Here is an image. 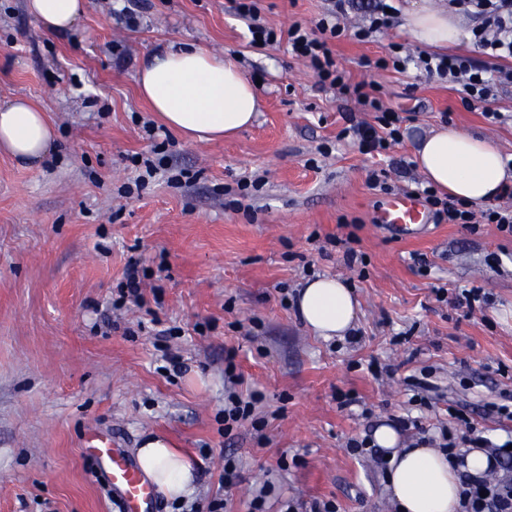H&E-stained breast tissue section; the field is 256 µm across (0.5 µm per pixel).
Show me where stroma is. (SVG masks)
Wrapping results in <instances>:
<instances>
[{
    "mask_svg": "<svg viewBox=\"0 0 512 512\" xmlns=\"http://www.w3.org/2000/svg\"><path fill=\"white\" fill-rule=\"evenodd\" d=\"M395 0L393 26L374 41H332L353 81L379 85L408 111L403 139L374 162L338 140L359 106L317 83L287 43L253 47L232 0H86L76 27L50 34L24 0H0V101L29 99L58 139L30 168L0 155V512H118L90 448L135 455L148 434L184 452L196 471L195 512L225 500L249 512L264 482L267 512L292 500L335 502L338 512H397L385 474L349 445L397 418L438 438L456 407L479 435L501 442L512 421L489 403L512 391V240L495 225L470 232L428 224L395 237L375 214L374 166L398 167L433 128L452 122L512 158V89L491 122L465 109L446 82L415 67L378 69L390 43L418 56ZM276 27L311 26L330 0H255ZM188 42L235 59L260 77L261 110L233 138L194 142L160 129L137 91L142 61ZM159 163L135 186L132 156ZM250 182L239 190L238 181ZM355 234L364 273L348 269L335 238ZM502 254L498 268L488 258ZM429 269L419 272L415 255ZM156 302L113 308L128 259ZM337 276L359 302L350 336L325 341L303 327L290 296L307 279ZM481 287L483 310L454 304ZM447 289L449 301L436 299ZM235 351L237 390L257 391L255 418L224 433V368ZM429 369L430 405L412 402L408 377ZM353 397L350 408L339 401ZM243 479L225 487L224 458Z\"/></svg>",
    "mask_w": 512,
    "mask_h": 512,
    "instance_id": "stroma-1",
    "label": "stroma"
}]
</instances>
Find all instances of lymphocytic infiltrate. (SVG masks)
<instances>
[{
  "label": "lymphocytic infiltrate",
  "instance_id": "lymphocytic-infiltrate-1",
  "mask_svg": "<svg viewBox=\"0 0 512 512\" xmlns=\"http://www.w3.org/2000/svg\"><path fill=\"white\" fill-rule=\"evenodd\" d=\"M235 2L234 11L247 20L252 41L270 45L287 40L291 54L310 67L321 87L333 89L341 98L355 101L362 111L373 113L370 121L347 117L340 139L350 140L361 153L371 156L383 155L400 142L405 121L402 113L384 104L375 83L351 81L339 68L330 47L332 40L349 31L362 42L387 31L395 19L387 11L388 0H370L363 21L353 30L348 27V17L354 0H332L331 8L315 27L296 22L282 35L261 21L254 0ZM448 7L474 20L472 35L481 57L428 54L414 60L403 54L401 45L393 43L388 59L380 60L379 65L403 72L408 64H415L459 92L464 108H479L486 117L500 119L491 102L499 90L512 85V0H448ZM413 192L426 204L435 223L459 224L472 231L478 225L492 224L504 236L512 237L511 186L502 192L503 204L480 211L420 180L415 181ZM471 444L486 449L494 478L463 477L461 512H512V450L480 436L472 438Z\"/></svg>",
  "mask_w": 512,
  "mask_h": 512
}]
</instances>
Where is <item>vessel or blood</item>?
Masks as SVG:
<instances>
[{"label": "vessel or blood", "mask_w": 512, "mask_h": 512, "mask_svg": "<svg viewBox=\"0 0 512 512\" xmlns=\"http://www.w3.org/2000/svg\"><path fill=\"white\" fill-rule=\"evenodd\" d=\"M378 223L402 236L416 234L429 216L423 202L415 195L402 192L389 198L376 214ZM98 463L113 494L123 502L126 512H155L156 495L151 483L118 448H93L89 451Z\"/></svg>", "instance_id": "b4317fda"}]
</instances>
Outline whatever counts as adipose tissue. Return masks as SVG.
I'll use <instances>...</instances> for the list:
<instances>
[{
    "label": "adipose tissue",
    "mask_w": 512,
    "mask_h": 512,
    "mask_svg": "<svg viewBox=\"0 0 512 512\" xmlns=\"http://www.w3.org/2000/svg\"><path fill=\"white\" fill-rule=\"evenodd\" d=\"M27 11L50 33L72 29L85 11V0H25ZM405 28L421 45L445 47L469 38L463 15L417 0L407 11ZM138 92L167 128L197 141H215L249 127L258 112L254 83L232 59L194 45L181 44L151 54L137 78ZM57 130L46 112L17 97L0 102V154L37 166L55 147ZM414 162L427 180L448 195L484 206L512 184L500 149L489 140L450 125L423 138L414 148ZM296 314L324 339L344 337L356 317L352 290L334 277L308 279L300 289ZM373 442L390 452L386 487L400 512H458L462 474L478 478L487 457L473 449L464 464L440 450L402 448L389 426L375 430ZM144 476L166 498L182 501L196 485L189 459L163 437L148 436L136 451Z\"/></svg>",
    "instance_id": "obj_1"
}]
</instances>
